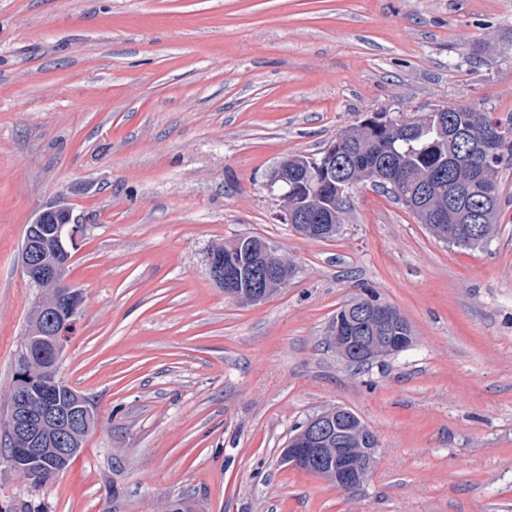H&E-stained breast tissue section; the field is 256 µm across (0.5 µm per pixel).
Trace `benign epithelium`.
Here are the masks:
<instances>
[{
	"label": "benign epithelium",
	"mask_w": 512,
	"mask_h": 512,
	"mask_svg": "<svg viewBox=\"0 0 512 512\" xmlns=\"http://www.w3.org/2000/svg\"><path fill=\"white\" fill-rule=\"evenodd\" d=\"M476 149L486 158L493 159L501 154L502 142L497 134L489 132L477 143ZM328 161L320 165L313 174V182L328 189L336 185V148L329 149ZM52 222L50 237L54 242L53 253L45 254L40 249L41 236L36 234L38 226ZM84 231L76 222L70 207L64 203L55 204L39 213L28 224L24 239L25 262L23 273L34 287L45 289L51 285L66 284V273L72 260L71 247ZM256 251L251 266L242 265L236 254L210 252L206 262L213 282L231 297L248 296L253 301L264 300L269 288L280 274L282 256L272 245L248 243ZM83 298L79 290L69 288V298L62 305L56 300L39 299L33 307L32 316L41 327L28 332V340L20 349L16 360V410L0 430L10 441L20 438L24 447L11 448L6 456L11 467L25 470L46 458L52 457L58 466L76 452L74 448L57 447L59 426L66 425L71 431H80L95 411L88 400L77 395L69 404L56 401L54 391L62 386L55 370L68 343V333ZM399 322L395 309L380 301L359 305L354 317L345 323L338 322L334 328L333 341L336 351L345 358L360 353L368 359L389 357L407 349L413 343L411 336H357L355 325L369 323L378 330H387ZM46 350L53 364L36 373L32 369L34 354ZM363 432L362 424L349 412L338 408L321 412L308 419L300 430V437L288 442V453L282 462L297 466L306 464L314 474L325 476L323 458L336 455V466L330 469L329 480L340 489L354 488L363 483L378 453L376 448L364 450L366 459L352 460L344 451L357 433Z\"/></svg>",
	"instance_id": "obj_1"
}]
</instances>
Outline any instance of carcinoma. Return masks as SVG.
Wrapping results in <instances>:
<instances>
[{
  "instance_id": "1",
  "label": "carcinoma",
  "mask_w": 512,
  "mask_h": 512,
  "mask_svg": "<svg viewBox=\"0 0 512 512\" xmlns=\"http://www.w3.org/2000/svg\"><path fill=\"white\" fill-rule=\"evenodd\" d=\"M488 130L497 131L507 144L505 154L496 161L470 152V143ZM336 156L346 158L348 164L336 173V191L326 198L306 177L317 161L293 155L281 162L288 186L292 187L291 200L306 217L324 212L325 201L334 214L331 226L339 230L346 211V182L378 172L398 187L396 191L388 188L386 193L403 203L436 239L459 247L481 248L498 228L499 196L491 197L489 193L499 190V172L512 168V123L475 105L457 104L416 118L399 117L392 127L348 128L336 137ZM425 184L434 186L435 191L418 211L413 204ZM458 187L467 189L469 202L456 211L448 205V196ZM56 474L47 462L25 471L37 483Z\"/></svg>"
}]
</instances>
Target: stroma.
Listing matches in <instances>:
<instances>
[{"instance_id": "35a3bbf8", "label": "stroma", "mask_w": 512, "mask_h": 512, "mask_svg": "<svg viewBox=\"0 0 512 512\" xmlns=\"http://www.w3.org/2000/svg\"><path fill=\"white\" fill-rule=\"evenodd\" d=\"M460 103L512 118V0H0V417L25 231L61 201L85 232L59 373L99 418L43 483L0 458V512H512V169L477 250L368 185L313 240L268 189L367 117ZM243 235L296 267L255 305L206 264ZM367 292L416 341L355 367L328 337ZM336 406L379 441L352 491L281 461Z\"/></svg>"}]
</instances>
